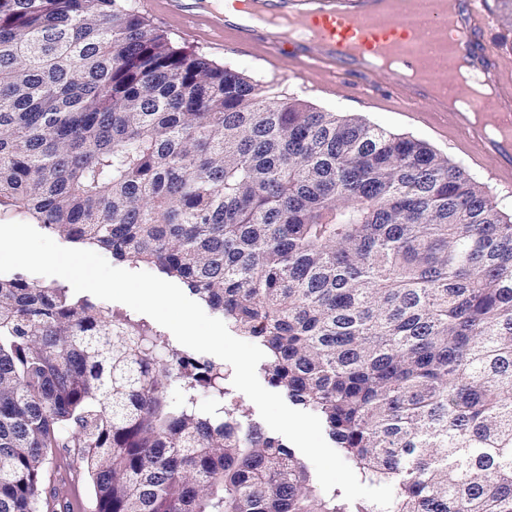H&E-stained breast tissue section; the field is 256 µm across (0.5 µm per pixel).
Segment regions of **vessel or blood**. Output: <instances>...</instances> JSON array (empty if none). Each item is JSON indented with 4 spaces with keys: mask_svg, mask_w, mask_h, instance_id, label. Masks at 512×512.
I'll list each match as a JSON object with an SVG mask.
<instances>
[{
    "mask_svg": "<svg viewBox=\"0 0 512 512\" xmlns=\"http://www.w3.org/2000/svg\"><path fill=\"white\" fill-rule=\"evenodd\" d=\"M259 11L239 6L228 0L219 21L228 36L226 47L237 53L257 46L266 57L275 60L290 55L294 62L291 73L304 78L312 71H322L332 79L343 81L354 89L361 103L387 99L396 102L401 111L420 114L429 110L443 114L430 85L405 84L398 74H390L387 88H379L375 72L367 68L363 56L382 48L399 54L404 63L432 65L444 70L448 56L439 53L429 59V43H442L448 36L447 20L441 16L420 22L415 16H389L380 0H255ZM293 19L312 30L309 39H291L276 27V20ZM457 35L472 64L495 84L496 94L490 103L476 101V108L490 107L492 113L512 116V81L503 74L502 55L496 38L482 11L481 0H459L456 18ZM455 127L462 131L467 144L478 158L493 159L488 175L495 180L512 183V124L498 136H488L469 112L452 113Z\"/></svg>",
    "mask_w": 512,
    "mask_h": 512,
    "instance_id": "obj_1",
    "label": "vessel or blood"
}]
</instances>
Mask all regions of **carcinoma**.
<instances>
[{
  "label": "carcinoma",
  "mask_w": 512,
  "mask_h": 512,
  "mask_svg": "<svg viewBox=\"0 0 512 512\" xmlns=\"http://www.w3.org/2000/svg\"><path fill=\"white\" fill-rule=\"evenodd\" d=\"M1 205L181 281L394 499L317 492L145 322L0 278V512L56 497L54 448L96 512H512V217L427 143L272 97L134 0H0Z\"/></svg>",
  "instance_id": "cac0c4a2"
}]
</instances>
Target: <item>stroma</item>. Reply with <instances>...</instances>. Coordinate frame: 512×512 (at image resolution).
<instances>
[{
  "mask_svg": "<svg viewBox=\"0 0 512 512\" xmlns=\"http://www.w3.org/2000/svg\"><path fill=\"white\" fill-rule=\"evenodd\" d=\"M224 0H185L188 17L172 15L165 0H136L138 10L152 26L163 30L178 46L205 55L216 64L231 63L244 74L261 79L272 93L283 98L296 97L334 112L350 113L368 119L371 123L395 133L409 135L427 142L435 150L460 164L483 186L486 193L507 214L512 215V192L491 181L486 173V160L469 155L461 135L451 122L431 115L413 116L393 108L386 101L367 107L355 101L352 89L337 84L324 75H314L315 90L302 91L288 78V60L280 58L271 63L263 58L261 50L238 55L225 50L224 30L215 25L212 17L224 10ZM74 449H55L44 472L46 488L56 489L60 502L70 512H95V501L87 473L79 467H70Z\"/></svg>",
  "mask_w": 512,
  "mask_h": 512,
  "instance_id": "stroma-1",
  "label": "stroma"
}]
</instances>
